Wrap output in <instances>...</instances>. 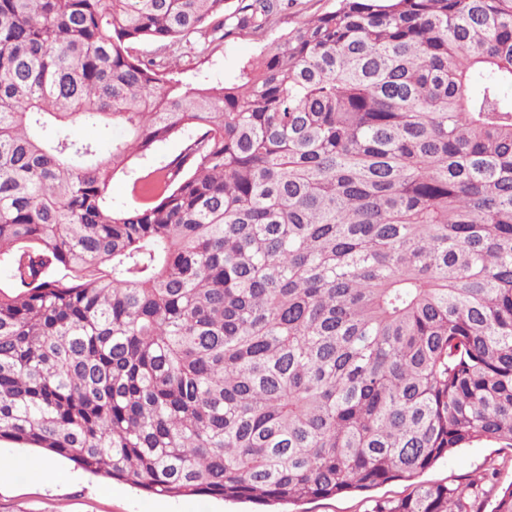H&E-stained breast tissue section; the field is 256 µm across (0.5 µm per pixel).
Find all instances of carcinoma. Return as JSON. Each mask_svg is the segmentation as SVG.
I'll return each instance as SVG.
<instances>
[{
    "mask_svg": "<svg viewBox=\"0 0 512 512\" xmlns=\"http://www.w3.org/2000/svg\"><path fill=\"white\" fill-rule=\"evenodd\" d=\"M224 5L0 0V442L150 495L512 512L495 467L416 481L512 448V0H340L218 86L135 54L277 7ZM193 135L194 130L187 128L178 136L158 142L146 156L135 158L126 172L112 181L109 195L112 206L117 208L134 204L147 181L146 176L179 155ZM512 457L511 448H500L492 443H480L470 448H461L452 455L440 459L418 477L424 483L459 482L468 475L481 472L495 460L496 464L503 458ZM405 490L401 482H388L376 487L369 494L378 499H397ZM366 495L342 494L331 498L305 501L296 504H282L274 510L284 512H364L370 503H366Z\"/></svg>",
    "mask_w": 512,
    "mask_h": 512,
    "instance_id": "obj_1",
    "label": "carcinoma"
}]
</instances>
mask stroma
<instances>
[{
  "instance_id": "35a3bbf8",
  "label": "stroma",
  "mask_w": 512,
  "mask_h": 512,
  "mask_svg": "<svg viewBox=\"0 0 512 512\" xmlns=\"http://www.w3.org/2000/svg\"><path fill=\"white\" fill-rule=\"evenodd\" d=\"M337 0H288L284 11L274 16L264 32L233 35L221 42L204 60L188 58L189 45L174 44L168 57L180 78L192 84H218L235 80L248 61L260 56L266 44L306 20L332 11ZM194 134L158 142L151 153L132 161L125 173L112 181L109 201L113 207L134 204L146 177L183 150ZM39 449L0 443V512H255L249 502L226 503L197 497L148 496L129 484L94 476L63 458L54 459L56 474L45 473L35 460ZM501 462L500 486L512 483V449L492 443L462 448L440 459L420 474L424 483L459 482L481 472L492 462Z\"/></svg>"
}]
</instances>
